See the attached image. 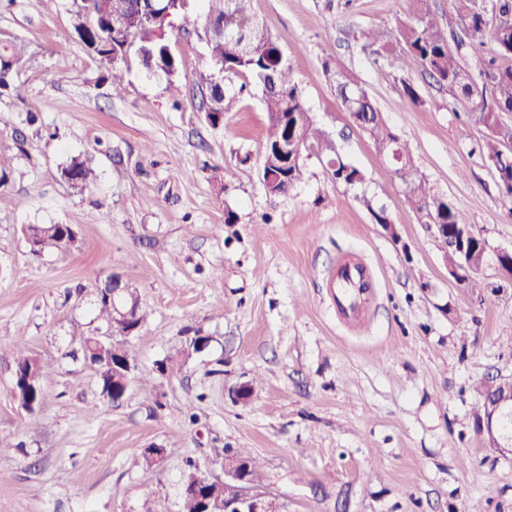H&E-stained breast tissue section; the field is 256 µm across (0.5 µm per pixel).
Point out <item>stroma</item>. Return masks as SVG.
<instances>
[{
	"label": "stroma",
	"mask_w": 512,
	"mask_h": 512,
	"mask_svg": "<svg viewBox=\"0 0 512 512\" xmlns=\"http://www.w3.org/2000/svg\"><path fill=\"white\" fill-rule=\"evenodd\" d=\"M252 5L362 184L336 182L309 152L301 182L267 193L259 91L216 126L199 99L174 106L166 80L135 63L113 95L109 70L71 35L74 0H0V42L27 46L15 75L25 99L0 94V512H178L189 466L221 475L225 448L260 457L285 512H512V460L488 458L472 427L480 384L512 374V282L490 264L476 293L449 275L436 234L322 66L356 75L432 191L495 251L512 247V199L478 151L485 128L428 75L365 49L363 31L393 29L411 0ZM171 47L190 92L210 68L205 43L179 32ZM87 152L96 183L72 188L60 169ZM364 196L395 233L374 224ZM53 223L71 225L75 244L33 254L23 228ZM348 262L369 288L346 318L336 283ZM113 272L147 313L129 341L140 372L190 336L211 339L181 373L131 382L118 404L72 357L101 326L97 286ZM17 353L56 368L34 416L11 392ZM154 444L168 456L143 468Z\"/></svg>",
	"instance_id": "obj_1"
}]
</instances>
